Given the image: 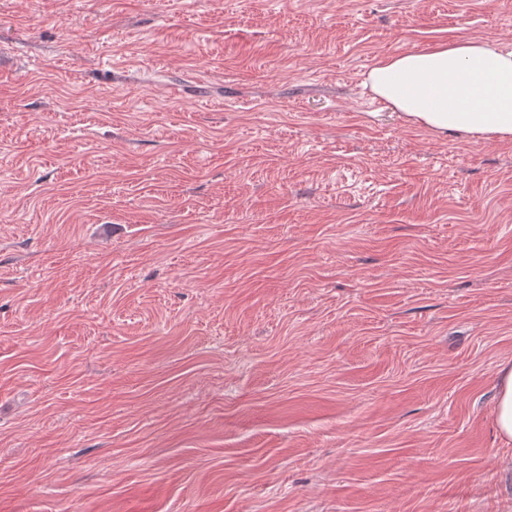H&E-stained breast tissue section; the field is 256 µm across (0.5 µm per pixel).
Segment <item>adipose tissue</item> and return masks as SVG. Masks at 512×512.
<instances>
[{
    "mask_svg": "<svg viewBox=\"0 0 512 512\" xmlns=\"http://www.w3.org/2000/svg\"><path fill=\"white\" fill-rule=\"evenodd\" d=\"M365 84L407 122L437 135L512 142V50L469 39L400 54Z\"/></svg>",
    "mask_w": 512,
    "mask_h": 512,
    "instance_id": "ef3b65f1",
    "label": "adipose tissue"
}]
</instances>
